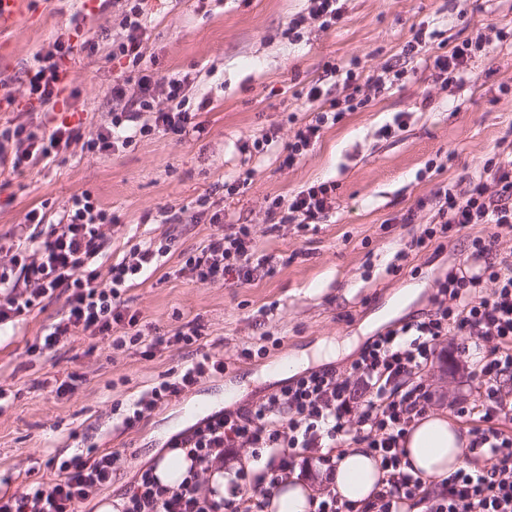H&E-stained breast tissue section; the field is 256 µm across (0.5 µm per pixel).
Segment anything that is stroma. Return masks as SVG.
I'll use <instances>...</instances> for the list:
<instances>
[{
    "mask_svg": "<svg viewBox=\"0 0 512 512\" xmlns=\"http://www.w3.org/2000/svg\"><path fill=\"white\" fill-rule=\"evenodd\" d=\"M308 6V0H148L147 53L159 76H189L196 96L209 99L200 116L203 132L150 136L108 155L76 154L20 175L0 172V244L34 234L24 223L31 208H43L55 222L72 196L90 192L115 218L103 264L134 244L171 240L166 263L126 292L130 311L160 334L190 321L202 334L197 343L153 357L139 345L115 350L89 338L64 341L50 354L28 353L43 327L62 316L61 298L0 327V385L14 392L0 406V495L51 482L50 457L112 450L119 454L112 483L84 507L97 512L100 500L121 496L173 436L207 414L258 402L287 385L288 377H266L272 364L304 354L307 369L331 365L342 372L374 336L424 318L439 281L470 259L472 237L489 234V226L475 224L441 248L408 249L436 213L439 190L460 193L478 182L499 138L512 129V91L500 90L504 83L512 87V42L493 32L512 27V0H345L342 19L327 30L307 19ZM300 14L306 18L301 38L288 40L284 31ZM121 21L118 6L92 13L82 0H27L24 21L0 33V80L20 84L34 54L62 33L76 44L97 42L95 54L68 61L79 92L75 106L87 115L85 132H93L111 120L113 83L130 75L112 58ZM422 23L438 36L406 58L402 48ZM478 39L487 52L472 59L463 84L435 82L429 57ZM352 59L364 86L392 67L407 75L326 128L292 168L280 167L295 120L315 110L298 90L318 81L330 97L344 98L342 83L327 77L325 65ZM398 115L401 129L383 134ZM267 134L273 143L257 152L254 140ZM246 168L255 171L252 183L226 197L225 181ZM324 181L336 186V208L320 223L301 229L268 214L273 198L288 200ZM205 195L223 209V224L202 214L197 201ZM407 213L412 223H402ZM242 224L272 255V273L241 286L202 285L179 275L184 254ZM412 288L419 294L411 305L379 320L392 299ZM330 342L348 348L322 355ZM206 352L223 358V373L202 379L134 428L121 426L114 406H126ZM474 360L461 337L444 338L426 371L431 412L449 416L456 402L474 400ZM73 371L83 373L82 383L58 398L52 377ZM230 389L236 395L228 401Z\"/></svg>",
    "mask_w": 512,
    "mask_h": 512,
    "instance_id": "1",
    "label": "stroma"
}]
</instances>
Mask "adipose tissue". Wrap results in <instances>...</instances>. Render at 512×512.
Instances as JSON below:
<instances>
[{
	"label": "adipose tissue",
	"mask_w": 512,
	"mask_h": 512,
	"mask_svg": "<svg viewBox=\"0 0 512 512\" xmlns=\"http://www.w3.org/2000/svg\"><path fill=\"white\" fill-rule=\"evenodd\" d=\"M466 432L448 421L446 416L429 414L417 419L406 431L403 446L408 472L430 481H439L448 472L463 467ZM383 472L379 461L367 449L343 451L332 475V486L341 502L361 506L382 488ZM312 486L290 478L275 490L267 506L268 512H310Z\"/></svg>",
	"instance_id": "ef3b65f1"
}]
</instances>
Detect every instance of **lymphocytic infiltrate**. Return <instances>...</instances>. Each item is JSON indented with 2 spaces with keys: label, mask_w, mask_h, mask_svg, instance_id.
Instances as JSON below:
<instances>
[{
  "label": "lymphocytic infiltrate",
  "mask_w": 512,
  "mask_h": 512,
  "mask_svg": "<svg viewBox=\"0 0 512 512\" xmlns=\"http://www.w3.org/2000/svg\"><path fill=\"white\" fill-rule=\"evenodd\" d=\"M124 37L112 48L113 58L139 69L136 82H116L110 125L84 135L81 124L45 120L28 128L10 123L0 127V166L20 174L40 163L56 161L72 146L87 154H108L130 146L135 137L162 134L181 138L201 131L199 120L206 101H195L188 77L159 82L146 69V15L142 0H124ZM94 50L92 42L74 46L58 37L50 51L36 53L21 84L27 102L54 112L62 92L61 63L75 49ZM483 42H463L447 54L436 56L433 68L444 82L462 81L473 57L483 52ZM356 62L328 64L348 90L344 100H329L316 115L299 126L285 147L283 167L290 168L313 147L326 125L345 113L368 106L370 97L358 82ZM149 113L140 121L141 113ZM15 152H7V145ZM486 177L465 195L440 191L441 204L432 224L426 225L411 246L427 249L450 233L472 224L512 229V140L488 159ZM336 186L314 183L300 190L289 205L272 199L270 211H281L282 222L307 227L320 223L336 205ZM26 224L39 226L24 246L0 263V325L64 298L65 311L50 323L34 343L35 351L57 347L62 340L93 337L114 349L146 343L148 354L177 344L196 343L198 326L186 324L172 335L144 341L123 295L129 284L150 268L160 266L171 250L170 240L134 245L128 256L100 270L96 261L112 233V215L91 193L73 196L58 223L46 221L43 211L30 209ZM493 234L474 237V257L492 252ZM267 256L258 253L248 225L231 234L217 233L200 250L189 253L182 265L204 285L249 283L255 271L265 268ZM493 283L491 297L477 296L484 283ZM433 309L423 319L388 330L368 343L345 372L327 367L302 375L265 399L234 410L215 412L191 426L169 446L182 450L190 462L176 486L161 484L152 469L141 472L125 495L121 512H265L278 484L294 470L323 466L336 468L335 447L352 441L368 448L380 460L383 489L375 500L360 508L341 503L332 487L322 488L315 512H399L407 500L421 499L427 512H512V399L503 391L512 380V263L469 271H449L432 298ZM455 333L463 339H481L489 347L477 362V403L460 406L458 417L474 420L468 452L474 461L429 487L422 477L402 467V441L410 424L426 414L432 393L423 371L438 344ZM224 362L211 355L184 365L169 380L161 381L135 399L122 418L130 428L155 408L193 389L201 378L223 373ZM264 459V468L249 470L243 457ZM491 460L478 466L477 457ZM118 455L115 452L75 454L51 458L56 477L50 484L33 482L22 491L0 496V512H81V507L111 484ZM238 461L231 486L217 497L209 478L225 463Z\"/></svg>",
  "instance_id": "1"
}]
</instances>
